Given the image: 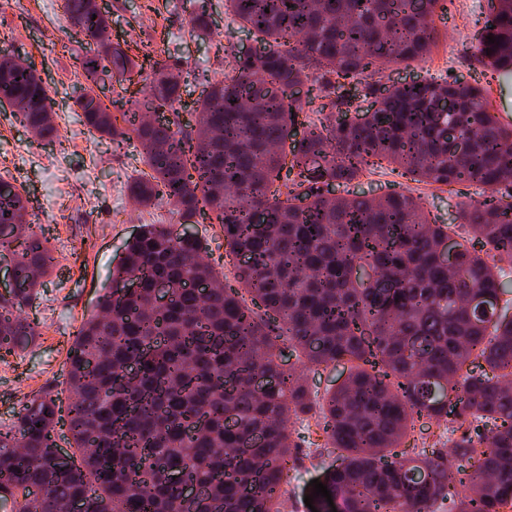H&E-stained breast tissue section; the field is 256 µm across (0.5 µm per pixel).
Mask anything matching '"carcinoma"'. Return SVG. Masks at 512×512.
Masks as SVG:
<instances>
[{"instance_id": "1", "label": "carcinoma", "mask_w": 512, "mask_h": 512, "mask_svg": "<svg viewBox=\"0 0 512 512\" xmlns=\"http://www.w3.org/2000/svg\"><path fill=\"white\" fill-rule=\"evenodd\" d=\"M440 0H229L265 52L233 55V74L209 82L195 127L178 121L182 71L155 62L164 78L143 96L103 107L92 89L74 103L85 125L121 146L136 140L148 172L128 186L136 208L158 200L183 223L206 215L239 257L225 288L196 235L143 224L112 272V288L83 323L68 356L70 467L54 463L56 396L26 399L0 429V506L10 512H280L284 468L296 447L288 423L315 419L339 462L326 481L344 512H506L512 507V126L489 109L485 88L424 79L383 89L358 120L343 97L290 154L288 127L313 101V84L342 88L403 63L426 60L439 34ZM474 61L512 72V0H489ZM69 21L96 46L83 69L123 79L130 60L112 45L106 15L90 0H64ZM210 23L197 0L192 28ZM495 37L488 43L486 36ZM39 140L59 139L52 99L29 66L0 55V98ZM451 100L455 111L443 112ZM169 112L161 123L144 111ZM469 141L457 154L456 136ZM412 181L482 188L462 204L472 238L429 219L418 198L328 196L383 163ZM296 179L279 187L283 169ZM27 200L0 180V252L15 261L19 288L0 298V350L24 351L40 336L22 315L54 264L48 239L30 228ZM453 244L451 271L441 245ZM137 277L139 288L126 290ZM172 295L154 302V284ZM481 303L469 307L463 298ZM349 365L347 379L317 404L293 368ZM270 379L258 389L254 373ZM452 423L456 490L448 458L421 449L402 457L414 420ZM233 424H226L227 419ZM186 474L206 488L182 497L169 480ZM39 487L41 497L19 492Z\"/></svg>"}]
</instances>
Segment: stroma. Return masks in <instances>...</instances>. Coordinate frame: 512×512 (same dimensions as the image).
Instances as JSON below:
<instances>
[{"label": "stroma", "mask_w": 512, "mask_h": 512, "mask_svg": "<svg viewBox=\"0 0 512 512\" xmlns=\"http://www.w3.org/2000/svg\"><path fill=\"white\" fill-rule=\"evenodd\" d=\"M30 0H10L0 7V52L32 63L47 85L54 102V119L61 142L34 139L16 111L0 108V177L14 184L28 201L29 220L47 237L55 258L54 268L36 299L24 312L39 325L35 346L21 354L0 356V429L11 425L26 397L49 391L69 397L67 356L83 321L112 286V270L122 260L140 225L168 224L179 229L180 217L166 205L133 209L127 185L145 165L136 143L116 149L87 128L74 104L76 91L85 84L81 60L90 50L82 35L67 21L62 0H41L33 10ZM109 17L113 43L133 62L126 81L94 84L105 103L140 97L150 77L153 61L179 64L186 71L205 68L210 74L230 73L231 53L256 45L235 19L227 0H209L212 24L208 30H191L188 19L195 0H102ZM486 0H441L434 24L439 41L430 58L401 64L373 76L380 86L415 78H461L486 84L491 111L503 123H512V76L485 83L483 68L471 63V46ZM408 189L423 204L430 218L451 224L456 234H466L459 223L461 202L477 197L473 183L438 186L406 181L390 166L374 167L350 185L353 193L380 196ZM207 247V256L226 283H233L235 263L227 256L224 233L213 220L192 227ZM303 442L282 486V512H327L328 502L315 495L313 480L335 462V454L317 447L314 428L296 425ZM312 504H305V496Z\"/></svg>", "instance_id": "35a3bbf8"}]
</instances>
